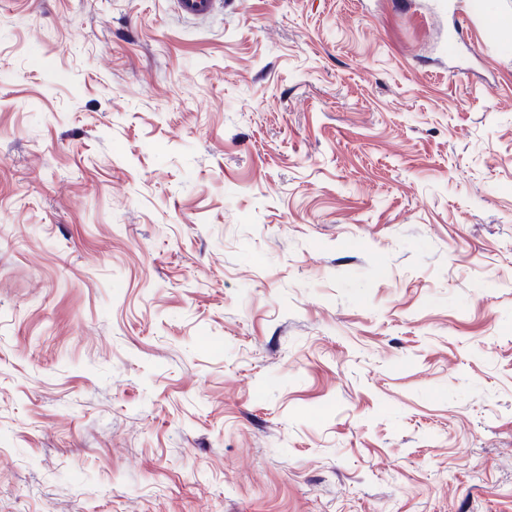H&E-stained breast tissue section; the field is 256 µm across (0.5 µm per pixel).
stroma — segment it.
<instances>
[{"label":"stroma","instance_id":"35a3bbf8","mask_svg":"<svg viewBox=\"0 0 512 512\" xmlns=\"http://www.w3.org/2000/svg\"><path fill=\"white\" fill-rule=\"evenodd\" d=\"M436 2L0 0V512H512V33ZM221 0H176L180 15L191 18H205L213 12Z\"/></svg>","mask_w":512,"mask_h":512}]
</instances>
